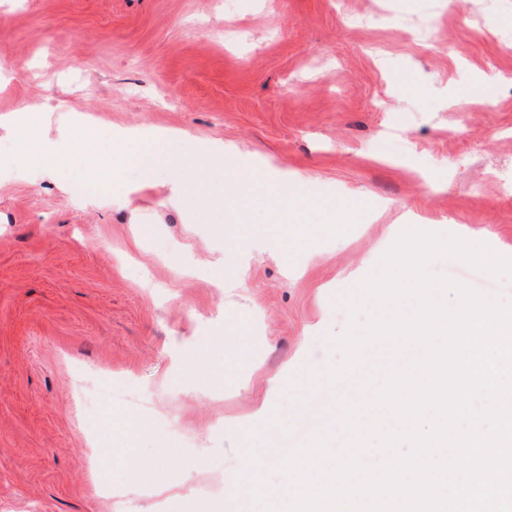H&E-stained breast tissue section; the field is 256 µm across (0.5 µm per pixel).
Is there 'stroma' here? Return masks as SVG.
I'll list each match as a JSON object with an SVG mask.
<instances>
[{"mask_svg": "<svg viewBox=\"0 0 512 512\" xmlns=\"http://www.w3.org/2000/svg\"><path fill=\"white\" fill-rule=\"evenodd\" d=\"M512 0H0V117L37 104L44 138L83 153L62 192L0 132V512H198L246 448L303 438L290 378L339 355L338 290L412 225L512 257ZM176 129L235 146L237 170L298 178L303 199L368 205L298 251L250 238L269 206L197 220L171 174L140 184L139 142ZM109 163L123 195L94 171ZM240 288L217 290L225 251ZM431 269L512 301V280ZM245 332H238L239 323ZM130 379L89 429L69 386ZM156 435L147 448L144 430ZM109 448L103 497L85 476Z\"/></svg>", "mask_w": 512, "mask_h": 512, "instance_id": "1", "label": "stroma"}]
</instances>
